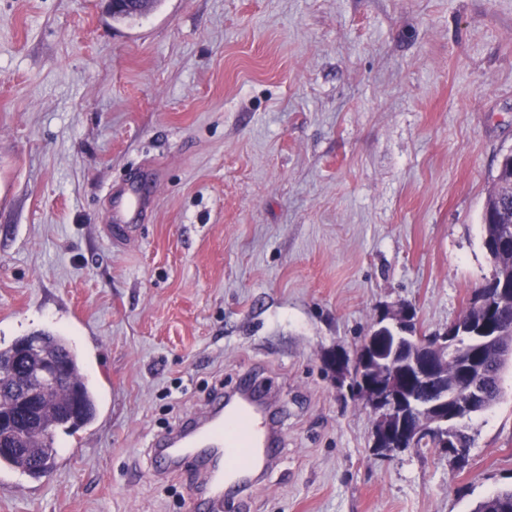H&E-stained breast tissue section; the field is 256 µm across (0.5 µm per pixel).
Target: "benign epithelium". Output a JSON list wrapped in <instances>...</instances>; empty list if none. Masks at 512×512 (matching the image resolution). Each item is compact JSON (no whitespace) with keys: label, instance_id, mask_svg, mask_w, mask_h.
Masks as SVG:
<instances>
[{"label":"benign epithelium","instance_id":"benign-epithelium-1","mask_svg":"<svg viewBox=\"0 0 512 512\" xmlns=\"http://www.w3.org/2000/svg\"><path fill=\"white\" fill-rule=\"evenodd\" d=\"M512 272L503 271L495 291L478 294L471 304L484 311L512 309L507 292ZM512 364V340L489 328L485 321L453 324L441 334L425 335L406 307L397 314L381 315L353 360L336 356V381L344 386L351 374L364 375L366 405L375 416L372 447L391 458L426 441L454 461L467 455L461 432L491 403L493 378ZM16 398V413L1 424L22 430L37 421L40 394L47 388L62 390L67 380L53 359L29 371H9Z\"/></svg>","mask_w":512,"mask_h":512}]
</instances>
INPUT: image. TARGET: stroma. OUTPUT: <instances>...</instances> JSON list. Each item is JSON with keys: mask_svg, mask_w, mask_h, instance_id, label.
<instances>
[{"mask_svg": "<svg viewBox=\"0 0 512 512\" xmlns=\"http://www.w3.org/2000/svg\"><path fill=\"white\" fill-rule=\"evenodd\" d=\"M512 151V0H0V342L52 331L100 392L0 512H190L156 435L245 374L277 463L233 512H472L512 486V369L462 463L373 454L327 363L408 305L443 331L494 267ZM152 215L111 228L140 169Z\"/></svg>", "mask_w": 512, "mask_h": 512, "instance_id": "obj_1", "label": "stroma"}]
</instances>
